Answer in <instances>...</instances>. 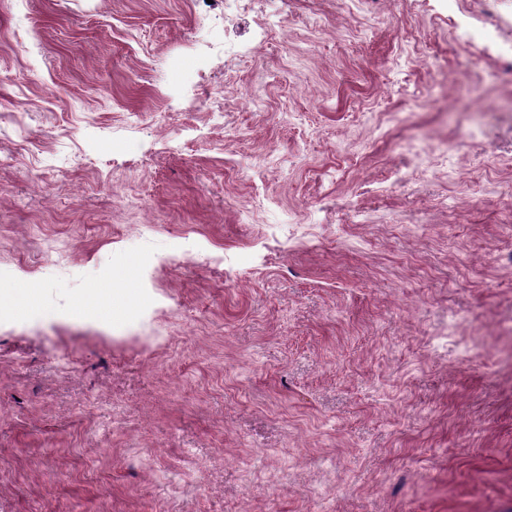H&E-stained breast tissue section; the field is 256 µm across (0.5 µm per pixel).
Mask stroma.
<instances>
[{"label": "stroma", "instance_id": "35a3bbf8", "mask_svg": "<svg viewBox=\"0 0 512 512\" xmlns=\"http://www.w3.org/2000/svg\"><path fill=\"white\" fill-rule=\"evenodd\" d=\"M277 5L0 0V512H512V0ZM271 0H224V21L247 17L249 13L267 15ZM41 289L44 288H12L10 293L3 294L0 292L1 308L6 306L19 316L29 318L55 314L58 304L55 301L41 300Z\"/></svg>", "mask_w": 512, "mask_h": 512}]
</instances>
